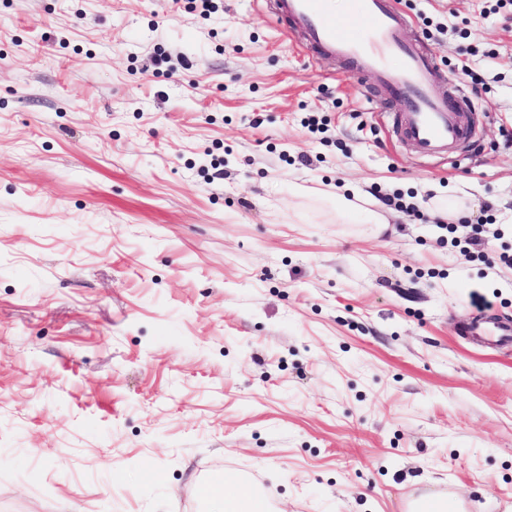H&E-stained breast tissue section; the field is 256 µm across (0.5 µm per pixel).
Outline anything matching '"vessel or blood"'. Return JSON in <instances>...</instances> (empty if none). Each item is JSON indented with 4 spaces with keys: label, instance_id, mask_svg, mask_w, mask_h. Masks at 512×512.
Segmentation results:
<instances>
[{
    "label": "vessel or blood",
    "instance_id": "b4317fda",
    "mask_svg": "<svg viewBox=\"0 0 512 512\" xmlns=\"http://www.w3.org/2000/svg\"><path fill=\"white\" fill-rule=\"evenodd\" d=\"M279 13L305 30L311 50L325 58H344L372 73L398 100L394 122L404 138L427 157H442L467 142L465 120L471 103L460 84L436 95L440 77L432 58L405 37L409 18L397 0H353L348 15L329 8L330 0H277ZM469 335L497 346L512 338V324H475Z\"/></svg>",
    "mask_w": 512,
    "mask_h": 512
}]
</instances>
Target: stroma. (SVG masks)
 I'll use <instances>...</instances> for the list:
<instances>
[{
    "label": "stroma",
    "mask_w": 512,
    "mask_h": 512,
    "mask_svg": "<svg viewBox=\"0 0 512 512\" xmlns=\"http://www.w3.org/2000/svg\"><path fill=\"white\" fill-rule=\"evenodd\" d=\"M399 2L472 50L445 159L275 0H0V512L512 505V343L462 333L512 321V0ZM227 486L224 485V496H223V488L213 490L207 498H210L213 503L215 504L216 510H213L214 512H237L238 509H235L232 506V504L238 500H247L250 502H253L257 505L256 508L251 509L252 512H264L268 511L266 501L263 498L262 502L258 500L257 494L244 492V490L239 487L235 486L238 489V492L236 494H229L227 492ZM415 503V512H458L457 504L453 500L435 493H427Z\"/></svg>",
    "instance_id": "stroma-1"
}]
</instances>
